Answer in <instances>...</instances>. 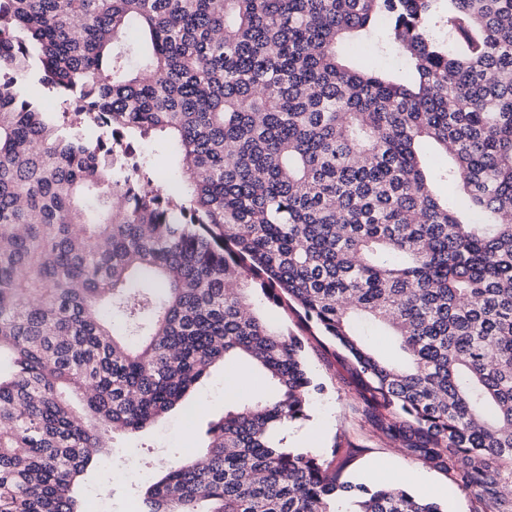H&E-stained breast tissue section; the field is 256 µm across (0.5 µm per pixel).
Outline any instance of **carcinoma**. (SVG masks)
Returning a JSON list of instances; mask_svg holds the SVG:
<instances>
[{"label": "carcinoma", "instance_id": "obj_1", "mask_svg": "<svg viewBox=\"0 0 512 512\" xmlns=\"http://www.w3.org/2000/svg\"><path fill=\"white\" fill-rule=\"evenodd\" d=\"M375 46L401 70L368 62ZM33 70L102 135L44 112L18 85ZM155 137L180 158L176 192L134 148ZM263 302L295 304L346 352L391 443L498 512L512 0L0 4V512H86L74 488L102 434L188 414L210 369L241 360L270 394L225 406L205 454L168 462L138 512H445L344 479L336 447L271 441L323 387ZM360 320L404 361L369 348Z\"/></svg>", "mask_w": 512, "mask_h": 512}]
</instances>
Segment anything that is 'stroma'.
I'll list each match as a JSON object with an SVG mask.
<instances>
[{"mask_svg": "<svg viewBox=\"0 0 512 512\" xmlns=\"http://www.w3.org/2000/svg\"><path fill=\"white\" fill-rule=\"evenodd\" d=\"M267 315L303 339L307 368L324 388L313 402L310 419L298 425L306 434L310 450L319 452L336 446L351 453L344 476L354 483L372 487L389 477L398 482L407 478L413 484L425 485L432 500L446 512H482L479 500L456 481L453 473L422 464L389 443L368 421L364 415V385L326 337L303 329L292 311L271 306ZM225 402L224 368L219 365L193 398L192 424H185L182 414L173 412L140 437L111 438L108 453L98 458L80 481L79 497L88 498L96 485L106 481L112 491L110 512H133L132 503L141 497L149 475L183 449L204 447L208 426L222 416ZM117 461L122 462V469H114Z\"/></svg>", "mask_w": 512, "mask_h": 512, "instance_id": "obj_1", "label": "stroma"}]
</instances>
